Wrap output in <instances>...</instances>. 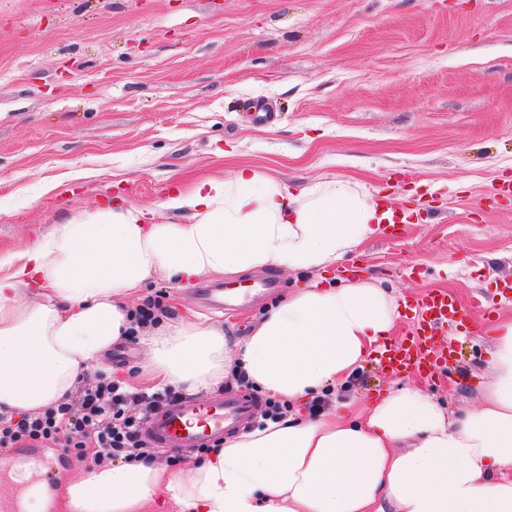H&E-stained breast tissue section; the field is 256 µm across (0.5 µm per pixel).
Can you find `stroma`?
Here are the masks:
<instances>
[{
	"instance_id": "35a3bbf8",
	"label": "stroma",
	"mask_w": 512,
	"mask_h": 512,
	"mask_svg": "<svg viewBox=\"0 0 512 512\" xmlns=\"http://www.w3.org/2000/svg\"><path fill=\"white\" fill-rule=\"evenodd\" d=\"M243 163L301 188L340 178L421 197L417 221L364 242L353 266L401 301L483 294L512 316V0H0V256L123 196L153 207L175 183ZM456 362L425 378L367 362L343 395L415 382L476 405L487 338L454 330ZM110 375L154 389L143 349ZM54 458L49 512L83 462Z\"/></svg>"
}]
</instances>
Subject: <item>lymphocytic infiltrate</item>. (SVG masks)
Segmentation results:
<instances>
[{
  "instance_id": "f902f5d3",
  "label": "lymphocytic infiltrate",
  "mask_w": 512,
  "mask_h": 512,
  "mask_svg": "<svg viewBox=\"0 0 512 512\" xmlns=\"http://www.w3.org/2000/svg\"><path fill=\"white\" fill-rule=\"evenodd\" d=\"M171 389L154 393L104 378L81 388L78 404L62 402L11 420L0 415V449L20 444L56 445L76 460L102 465L150 456L143 431L152 411L174 399Z\"/></svg>"
}]
</instances>
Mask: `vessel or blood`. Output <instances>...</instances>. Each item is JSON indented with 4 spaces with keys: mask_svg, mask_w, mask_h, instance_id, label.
<instances>
[{
    "mask_svg": "<svg viewBox=\"0 0 512 512\" xmlns=\"http://www.w3.org/2000/svg\"><path fill=\"white\" fill-rule=\"evenodd\" d=\"M276 277L267 276L252 283L232 282L202 289L201 302L209 309L235 311L251 300L275 291ZM483 308L480 297H472L462 306L445 290L426 293L415 306L414 329L410 337L391 344L384 356L393 369H413L432 375L453 358V349L443 337L448 326L465 325L467 307ZM255 410L252 400L211 396L186 398L168 405L150 416L146 423L149 439L161 448H198L249 421Z\"/></svg>",
    "mask_w": 512,
    "mask_h": 512,
    "instance_id": "1",
    "label": "vessel or blood"
}]
</instances>
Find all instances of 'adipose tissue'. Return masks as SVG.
I'll return each instance as SVG.
<instances>
[{"mask_svg":"<svg viewBox=\"0 0 512 512\" xmlns=\"http://www.w3.org/2000/svg\"><path fill=\"white\" fill-rule=\"evenodd\" d=\"M161 205L176 221L116 201L0 257V413L63 401L131 334L161 383L198 393L242 373L287 409L182 471L153 457L83 470L67 512H512V317L490 330L472 408L451 414L413 383L367 405L339 398L393 334L398 304L364 278L325 273L393 223L394 203L345 179L296 191L245 164L171 188ZM259 269L312 280L245 338L192 311L134 321L154 277L188 286ZM326 395L330 408L309 416Z\"/></svg>","mask_w":512,"mask_h":512,"instance_id":"adipose-tissue-1","label":"adipose tissue"}]
</instances>
